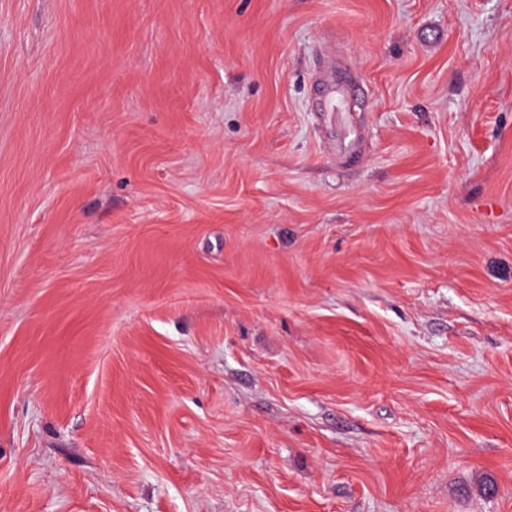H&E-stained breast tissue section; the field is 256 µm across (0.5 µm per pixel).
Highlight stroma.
<instances>
[{
    "mask_svg": "<svg viewBox=\"0 0 512 512\" xmlns=\"http://www.w3.org/2000/svg\"><path fill=\"white\" fill-rule=\"evenodd\" d=\"M0 512H512V0H0Z\"/></svg>",
    "mask_w": 512,
    "mask_h": 512,
    "instance_id": "35a3bbf8",
    "label": "stroma"
}]
</instances>
